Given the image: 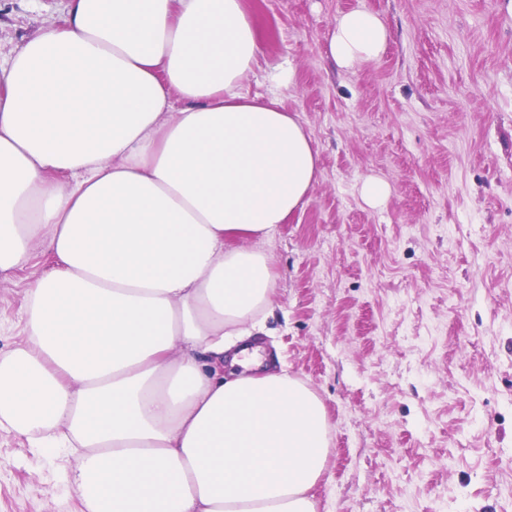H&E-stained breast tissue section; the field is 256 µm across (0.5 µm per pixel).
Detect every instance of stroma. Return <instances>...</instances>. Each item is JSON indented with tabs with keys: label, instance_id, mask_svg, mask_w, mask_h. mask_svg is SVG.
<instances>
[{
	"label": "stroma",
	"instance_id": "35a3bbf8",
	"mask_svg": "<svg viewBox=\"0 0 512 512\" xmlns=\"http://www.w3.org/2000/svg\"><path fill=\"white\" fill-rule=\"evenodd\" d=\"M65 0H9L0 54L64 22ZM261 56L249 94L278 93L319 151L304 207L260 248L274 309L253 337L322 401L331 444L318 512H512V0H243ZM392 37L355 73L333 70L340 13ZM291 61L292 87L271 66ZM390 194L372 207L367 177ZM45 244L0 280V349L24 339ZM66 451L0 430V512H84Z\"/></svg>",
	"mask_w": 512,
	"mask_h": 512
}]
</instances>
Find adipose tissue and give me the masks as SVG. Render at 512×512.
<instances>
[{"label":"adipose tissue","mask_w":512,"mask_h":512,"mask_svg":"<svg viewBox=\"0 0 512 512\" xmlns=\"http://www.w3.org/2000/svg\"><path fill=\"white\" fill-rule=\"evenodd\" d=\"M389 38L353 9L326 56L356 73ZM258 60L242 0H69L0 60V274L38 242L58 259L0 351V429L71 449L86 512H317L323 405L246 370L276 289L247 240L319 162L296 114L244 91Z\"/></svg>","instance_id":"obj_1"}]
</instances>
